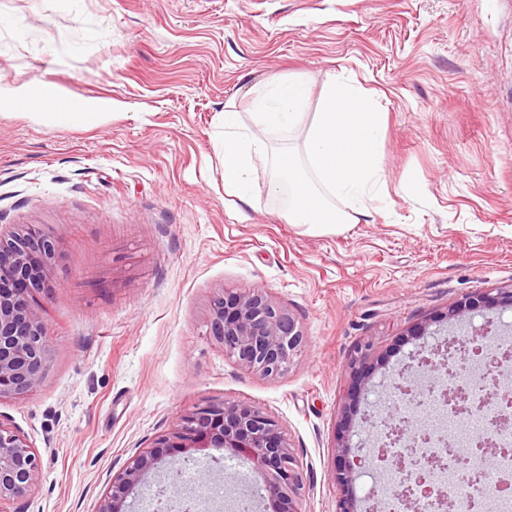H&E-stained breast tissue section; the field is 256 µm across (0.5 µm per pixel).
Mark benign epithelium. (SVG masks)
Returning <instances> with one entry per match:
<instances>
[{"label":"benign epithelium","mask_w":512,"mask_h":512,"mask_svg":"<svg viewBox=\"0 0 512 512\" xmlns=\"http://www.w3.org/2000/svg\"><path fill=\"white\" fill-rule=\"evenodd\" d=\"M57 254L54 239L35 224H19L0 231V400L21 399L41 381L49 351V325L40 296L49 290L47 272ZM491 295L469 296L448 310V319L460 321L466 310L495 305ZM207 335L218 343L224 356L264 377L286 371L303 343L298 319L276 304L265 292L254 288L221 290L210 303ZM431 384L443 387L437 402L452 407L456 415H477L497 432L512 422V389L499 387L491 394L471 398L457 381V372L447 360L428 357ZM391 429V446L400 449L394 483L400 488L402 505L411 512H452L453 503L438 492L436 476L447 470L448 455L433 452L414 456L417 448H428L432 429L413 425L405 415ZM177 448L187 461L208 448H225L249 461L265 482L273 512H301L299 496L302 475L292 446L278 423L262 409L226 400L196 407L180 416L174 439L161 438L138 454L119 474L112 477L98 512H125L128 496L157 468L164 449ZM359 461H346L334 473L343 495L336 501V512H357L349 496ZM41 459L25 435L0 421V504L23 498L41 472ZM165 502L177 512H195L197 496H181L165 487Z\"/></svg>","instance_id":"obj_1"}]
</instances>
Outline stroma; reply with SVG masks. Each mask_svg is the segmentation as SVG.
<instances>
[{
    "label": "stroma",
    "mask_w": 512,
    "mask_h": 512,
    "mask_svg": "<svg viewBox=\"0 0 512 512\" xmlns=\"http://www.w3.org/2000/svg\"><path fill=\"white\" fill-rule=\"evenodd\" d=\"M0 85L112 103L84 125L44 126L0 106V227L56 240L41 302V383L0 401L42 472L7 512H97L112 475L194 408L236 400L287 434L302 512H336L340 442L361 461L358 512H379L378 390L421 379L446 348L447 310L512 287V0H0ZM294 77L344 80L386 119L376 200L358 223H286L258 165L251 204L224 192L226 103ZM259 288L300 321L304 345L264 378L206 334L220 290ZM367 384L353 390L349 365ZM205 467L165 456L188 489L262 490L221 448Z\"/></svg>",
    "instance_id": "stroma-1"
}]
</instances>
